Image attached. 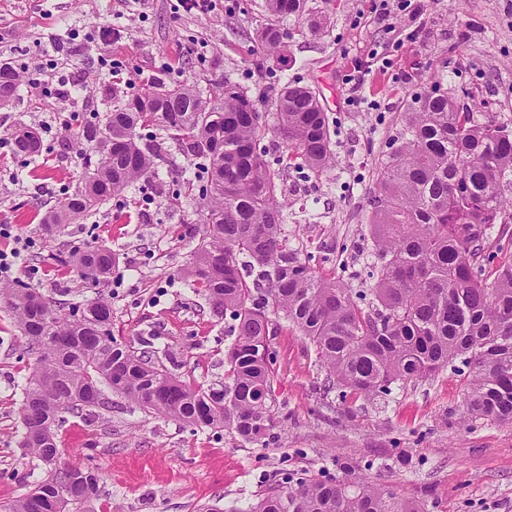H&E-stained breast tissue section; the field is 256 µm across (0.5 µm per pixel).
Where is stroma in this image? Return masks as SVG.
Segmentation results:
<instances>
[{
    "mask_svg": "<svg viewBox=\"0 0 512 512\" xmlns=\"http://www.w3.org/2000/svg\"><path fill=\"white\" fill-rule=\"evenodd\" d=\"M325 15L330 26L311 29ZM269 21L265 0H211L191 10L181 0H0V64L28 77L15 106L0 109V225L30 244L15 279L55 298H111L113 336L159 330L161 361L204 383L223 376L234 335L231 320L213 315L181 275L204 229L200 196L169 173L188 159L170 151L158 177L49 237L39 229L43 215L82 174L65 120L111 109L116 80L141 92L156 77L202 89L227 78L257 99L292 80L311 86L329 118L335 167L319 179L285 173L284 231L316 272L356 290L371 285L374 168L415 96L437 86L481 102V117L512 121V0H307L302 18L278 22L287 34L282 62L255 47V28ZM20 124L42 138L30 162L6 138ZM86 243L118 255L97 284L62 263L68 245ZM271 347L280 384L266 445L148 416L117 396L106 418L67 416L58 428L64 461L98 477L84 512H196L204 503L244 512L288 475L334 477L346 461L372 482L430 501L434 512H512V426L471 421L456 373L347 409L325 391L296 331L282 330ZM33 363L0 307V499L43 476L20 446L21 388Z\"/></svg>",
    "mask_w": 512,
    "mask_h": 512,
    "instance_id": "1",
    "label": "stroma"
}]
</instances>
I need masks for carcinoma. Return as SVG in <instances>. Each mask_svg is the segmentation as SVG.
<instances>
[{"label":"carcinoma","instance_id":"1","mask_svg":"<svg viewBox=\"0 0 512 512\" xmlns=\"http://www.w3.org/2000/svg\"><path fill=\"white\" fill-rule=\"evenodd\" d=\"M306 0H266L276 18L303 16ZM270 55L284 44L274 24L255 29ZM21 70L0 66V107L10 105ZM267 107L270 129L248 91L226 79L208 92L162 78L130 93L112 87V111L78 134L83 153L78 186L46 212L47 235L75 224L136 182L154 176L163 143L140 130L161 126L176 149L200 160L205 179V231L184 270L187 285L216 316L233 321L234 343L224 379L182 380L153 357V339L112 336V302L50 299L23 283L0 286L34 356L22 388L21 447L43 464L25 494L0 502V512H72L98 487L89 469L61 461L56 426L66 414L109 408L103 388L151 416L201 429H222L245 444H264L274 426L278 372L261 350L282 322L308 340L326 390L341 399L374 400L394 386L463 375L471 420L512 425V241L494 238L512 224V126L477 117L480 105L432 88L404 113L403 128L376 167L368 215L372 287L353 289L318 274L284 231L280 169L319 178L334 163L326 112L316 94L288 83ZM27 128L9 133L12 153L32 159L38 145ZM285 145L279 168L264 158L268 133ZM118 260L103 246L69 251L65 263L85 280L104 279ZM247 512H427L395 489L351 478L288 476L257 495Z\"/></svg>","mask_w":512,"mask_h":512}]
</instances>
